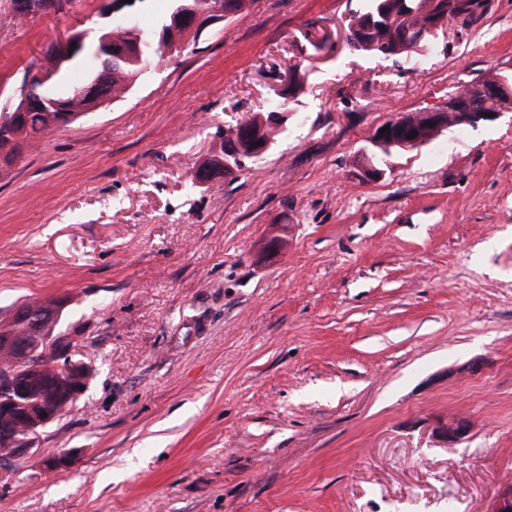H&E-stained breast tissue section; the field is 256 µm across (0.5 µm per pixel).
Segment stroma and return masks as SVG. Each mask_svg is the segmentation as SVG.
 Segmentation results:
<instances>
[{"mask_svg":"<svg viewBox=\"0 0 512 512\" xmlns=\"http://www.w3.org/2000/svg\"><path fill=\"white\" fill-rule=\"evenodd\" d=\"M365 4L252 0L0 172V310L68 297L92 370L0 460V512H489L512 487V110L353 174L379 125L512 71V0L395 62L349 48ZM107 24L98 0H0V109L58 36ZM273 100L270 151L198 183ZM14 3V13L17 17L34 19L53 11L57 2L55 0H12V7Z\"/></svg>","mask_w":512,"mask_h":512,"instance_id":"1","label":"stroma"}]
</instances>
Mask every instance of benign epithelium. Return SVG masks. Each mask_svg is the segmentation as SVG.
<instances>
[{"label":"benign epithelium","mask_w":512,"mask_h":512,"mask_svg":"<svg viewBox=\"0 0 512 512\" xmlns=\"http://www.w3.org/2000/svg\"><path fill=\"white\" fill-rule=\"evenodd\" d=\"M56 0H17L14 13L23 19L39 18L55 9ZM134 3L122 0H101V13L116 20L118 25L136 24L137 17L132 11ZM231 12L224 9V0H216L207 11L200 10L194 0H182V5L169 18L171 28H184L189 33H205L213 26L224 22ZM87 34L70 33L49 45V52L27 70L16 86L13 99L16 112H55L56 123L63 126L79 116L95 112L114 100L112 90L107 86L105 75L120 61L131 58L125 52L112 53V36L98 38L95 51L104 55V73L84 86L80 99L74 102L49 101L42 97L40 89L47 86L58 71L68 64L86 47ZM474 95L482 99L489 97L512 100V84L506 78L486 80L471 88ZM497 113L486 110H472L467 101L457 95L448 96L445 106L437 110L414 112L409 118L398 117L389 124L385 133L375 129L370 143L375 148L410 150L426 144L451 124L475 127L484 121L495 119ZM288 113L272 112L259 125L239 124L224 133V159L210 164L215 177H226L239 170L238 162L247 156L251 159L263 156L271 148L276 135L285 127ZM417 136L410 139L408 134ZM386 169L378 168L362 160L356 166V176L366 182L384 179ZM68 303L60 300L50 305L48 316L38 318L24 307H16L12 315L18 318L25 330L38 329L43 333L38 347L29 345L27 336H4L0 342L13 349L10 363H0V443L13 449V456L23 457L34 448L40 431L47 425L61 419L66 408H49L45 415L33 414L28 419H19L15 406L19 398L26 395L21 378L29 373H43L55 378L67 391L69 399L76 400L86 386V365L75 359L74 337L61 330V316ZM470 424L465 419H450L439 427V433L447 443L462 440L469 432ZM70 454L56 451L41 458V464L49 470H58L69 465Z\"/></svg>","instance_id":"benign-epithelium-1"}]
</instances>
